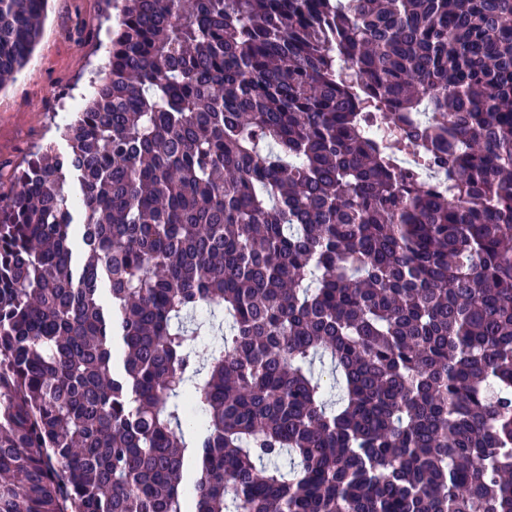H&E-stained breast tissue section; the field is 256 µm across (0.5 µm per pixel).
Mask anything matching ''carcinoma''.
Wrapping results in <instances>:
<instances>
[{
  "mask_svg": "<svg viewBox=\"0 0 512 512\" xmlns=\"http://www.w3.org/2000/svg\"><path fill=\"white\" fill-rule=\"evenodd\" d=\"M99 5L0 162V512H512V0Z\"/></svg>",
  "mask_w": 512,
  "mask_h": 512,
  "instance_id": "obj_1",
  "label": "carcinoma"
}]
</instances>
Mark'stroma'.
I'll return each mask as SVG.
<instances>
[{"instance_id": "35a3bbf8", "label": "stroma", "mask_w": 512, "mask_h": 512, "mask_svg": "<svg viewBox=\"0 0 512 512\" xmlns=\"http://www.w3.org/2000/svg\"><path fill=\"white\" fill-rule=\"evenodd\" d=\"M81 18L98 22V0H50L32 60L16 81L0 89V160H16L41 137L64 148L51 130L52 113L46 104L65 89L71 92L64 100L68 106L91 92L93 57L70 36Z\"/></svg>"}]
</instances>
